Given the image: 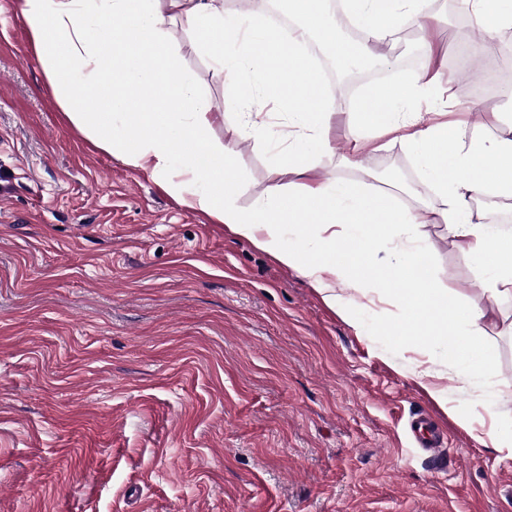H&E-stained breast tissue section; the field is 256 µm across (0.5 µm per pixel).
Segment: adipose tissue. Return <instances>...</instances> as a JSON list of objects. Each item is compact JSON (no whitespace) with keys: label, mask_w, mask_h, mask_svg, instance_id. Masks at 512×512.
Returning <instances> with one entry per match:
<instances>
[{"label":"adipose tissue","mask_w":512,"mask_h":512,"mask_svg":"<svg viewBox=\"0 0 512 512\" xmlns=\"http://www.w3.org/2000/svg\"><path fill=\"white\" fill-rule=\"evenodd\" d=\"M161 0H20L40 61L59 98L71 104L68 117L97 146L127 166L144 169L179 203L203 212L232 233L271 253L283 266L296 269L360 327L367 306L346 297V288L362 296L378 293L395 308L393 336L403 348L439 345L441 357L458 382L455 393L441 391L439 400L453 403L462 422L473 421L470 389L496 373L482 348V337L495 317L490 309L512 297V233L490 232L474 223L470 202L482 195L512 196V122L492 114L494 128L486 137L468 136L463 120L448 112L412 108L417 96L448 83V55L435 35L434 0H341L344 14L358 31L356 41L336 36L329 0H286L298 25L289 36L278 35L250 11H225L224 0H170L187 29L211 46L219 74L234 85L244 106L243 127L279 143L285 132L274 130L267 111L288 115V131L300 147L274 156L276 178L265 198L250 209L237 203L239 165L235 151L206 142L205 135L223 113L213 111L196 93L192 80L174 68V53L162 34ZM473 17L469 43L485 52L494 37L512 27V0H462ZM102 16L95 42H88L83 12ZM423 32L422 67L404 83L368 86L347 123L353 143L350 166L393 143L410 151L441 204L408 206L391 191L358 188L322 174L312 160L331 149L337 113L334 99L320 95V76L301 59L299 45L321 38L341 66L371 55L376 43L390 38L398 24ZM119 84L101 112H80L75 103L105 78ZM137 92L158 95L161 106L128 108ZM296 225V242L284 244L280 228ZM443 224L457 252L484 278L483 308L431 276L419 275L427 263L422 229ZM407 242L394 261L370 273V257L384 238ZM493 425L486 437L491 447L512 459V396L484 400Z\"/></svg>","instance_id":"ef3b65f1"}]
</instances>
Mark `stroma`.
I'll use <instances>...</instances> for the list:
<instances>
[{"instance_id":"stroma-1","label":"stroma","mask_w":512,"mask_h":512,"mask_svg":"<svg viewBox=\"0 0 512 512\" xmlns=\"http://www.w3.org/2000/svg\"><path fill=\"white\" fill-rule=\"evenodd\" d=\"M175 64L223 123L208 142L238 153V203L271 180L274 151L239 132L235 90L163 6ZM419 31L360 59L395 81ZM316 156L330 177L422 186L395 144L346 165L349 129ZM430 272L479 297L478 270L448 228L423 229ZM355 330L295 269L186 208L150 175L96 147L68 119L18 0H0V512H512V459L461 425L421 384L455 382L423 347L388 334L382 303ZM484 345L512 392V298ZM427 413L446 468L413 446Z\"/></svg>"}]
</instances>
